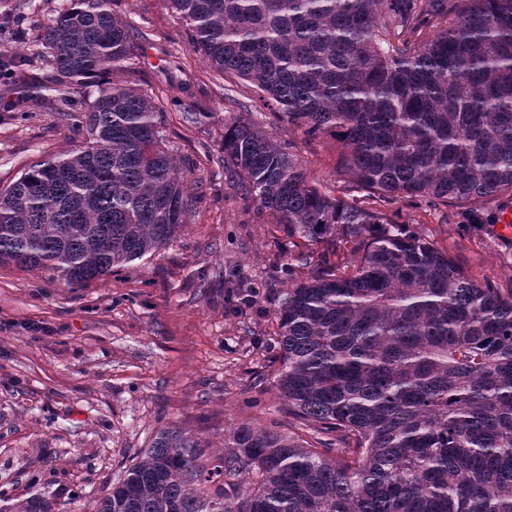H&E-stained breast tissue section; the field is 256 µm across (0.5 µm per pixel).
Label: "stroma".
<instances>
[{"instance_id":"stroma-1","label":"stroma","mask_w":512,"mask_h":512,"mask_svg":"<svg viewBox=\"0 0 512 512\" xmlns=\"http://www.w3.org/2000/svg\"><path fill=\"white\" fill-rule=\"evenodd\" d=\"M69 5L0 0V28L29 72L53 76L40 36ZM112 12L135 38L130 58L108 79L155 104L166 150L191 171V208L159 255L85 288L0 263V487L21 499L46 497L55 512H93L102 491L166 428L190 432L216 452L225 430L244 421L275 420L312 438L279 399L272 359L282 299L320 258L259 210L241 178L225 169V122L247 119L290 145L322 193L360 197L339 168L335 137H305L274 120L246 82L216 73L193 51L167 0H112ZM97 91L94 80L74 96L58 86L18 108L0 84V190L32 162L81 144L65 112H81ZM382 208L474 281L512 292V235L499 232L497 201L430 207L393 195ZM301 252L310 262L287 272ZM229 274L258 287L256 304L231 305Z\"/></svg>"}]
</instances>
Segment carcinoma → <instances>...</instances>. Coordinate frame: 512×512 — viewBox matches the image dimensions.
Returning a JSON list of instances; mask_svg holds the SVG:
<instances>
[{"label":"carcinoma","instance_id":"1","mask_svg":"<svg viewBox=\"0 0 512 512\" xmlns=\"http://www.w3.org/2000/svg\"><path fill=\"white\" fill-rule=\"evenodd\" d=\"M168 2L214 71L306 136L336 137L354 185L383 200L512 199V0ZM423 27L433 34L412 40ZM133 41L111 0H71L42 34L74 93ZM3 76L18 106L47 90L20 58ZM67 116L84 142L0 192V261L83 288L174 242L189 175L133 88L103 83ZM224 168L288 236L357 255L288 289L279 311L274 387L327 438L243 422L216 454L163 430L96 512H512V292L476 284L382 210L310 186L249 121L224 125ZM0 501L54 512L38 495Z\"/></svg>","mask_w":512,"mask_h":512}]
</instances>
